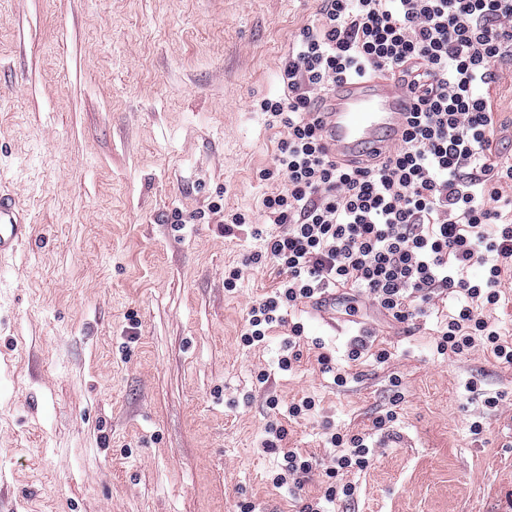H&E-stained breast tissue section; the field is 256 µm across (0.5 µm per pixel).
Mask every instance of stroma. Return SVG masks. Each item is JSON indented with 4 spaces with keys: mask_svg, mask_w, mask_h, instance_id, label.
Returning a JSON list of instances; mask_svg holds the SVG:
<instances>
[{
    "mask_svg": "<svg viewBox=\"0 0 512 512\" xmlns=\"http://www.w3.org/2000/svg\"><path fill=\"white\" fill-rule=\"evenodd\" d=\"M318 8L0 0V183L32 222L0 258V512H292L299 496L323 512H512V367L479 348L439 355L444 304L410 325L364 299L332 326L290 312L344 368L340 386L309 356L279 369L287 328L240 340L276 279L243 267L262 241L225 236L209 206L260 220L280 135L254 103L282 94V60ZM495 72L507 143L512 60ZM365 333L386 363L349 361ZM396 393L397 421L373 431ZM305 396L315 409L290 419ZM272 421L313 460L303 489L271 481ZM345 431L371 432L374 457L330 503L325 439Z\"/></svg>",
    "mask_w": 512,
    "mask_h": 512,
    "instance_id": "1",
    "label": "stroma"
}]
</instances>
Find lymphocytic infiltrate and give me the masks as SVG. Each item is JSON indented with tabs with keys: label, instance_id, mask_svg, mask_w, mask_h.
I'll return each mask as SVG.
<instances>
[{
	"label": "lymphocytic infiltrate",
	"instance_id": "f902f5d3",
	"mask_svg": "<svg viewBox=\"0 0 512 512\" xmlns=\"http://www.w3.org/2000/svg\"><path fill=\"white\" fill-rule=\"evenodd\" d=\"M316 21L296 33L280 70L284 93L257 102L281 139L265 181L282 190L262 200L263 224L211 205L225 235L250 226L264 248L246 265L272 264L276 288L248 310L245 346L288 326L280 370L300 362L303 323L288 311L339 296L355 315L351 295L369 299L388 319L405 324L423 306L454 298L436 343L459 357L482 348L512 366V339L481 315L496 305L512 272V156L494 135L498 115L486 91L495 65L512 59V0H320ZM387 74L407 89L413 107L405 131L381 161L344 166L324 146L318 105L337 83ZM266 450L281 454L274 486L303 488L313 462L286 447V428L271 424ZM366 432H336L327 501L352 496L345 477L374 455Z\"/></svg>",
	"mask_w": 512,
	"mask_h": 512
}]
</instances>
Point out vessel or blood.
I'll return each mask as SVG.
<instances>
[{
  "mask_svg": "<svg viewBox=\"0 0 512 512\" xmlns=\"http://www.w3.org/2000/svg\"><path fill=\"white\" fill-rule=\"evenodd\" d=\"M412 102L397 81L359 79L337 84L323 104L329 154L355 164L382 155L403 130ZM31 226L15 195L0 186V256L15 251Z\"/></svg>",
  "mask_w": 512,
  "mask_h": 512,
  "instance_id": "b4317fda",
  "label": "vessel or blood"
}]
</instances>
